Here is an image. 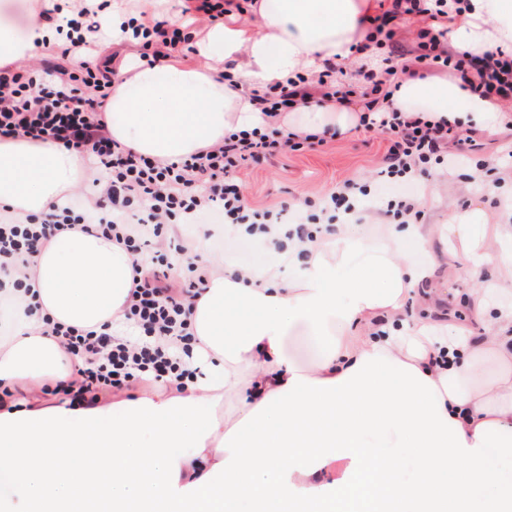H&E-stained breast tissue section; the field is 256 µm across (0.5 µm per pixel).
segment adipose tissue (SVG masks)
I'll return each mask as SVG.
<instances>
[{"instance_id": "obj_1", "label": "adipose tissue", "mask_w": 512, "mask_h": 512, "mask_svg": "<svg viewBox=\"0 0 512 512\" xmlns=\"http://www.w3.org/2000/svg\"><path fill=\"white\" fill-rule=\"evenodd\" d=\"M372 0H253L250 24L230 17L202 48L207 63L163 58L127 68L105 106L112 138L137 153L175 161L262 128L251 97L328 63L366 42ZM50 0H0V67L33 59L65 25L48 24ZM474 54L512 40V0H469L449 32ZM390 104L405 113L489 128L492 105L457 80L414 78ZM356 107L309 103L279 126L305 137L351 133ZM71 151L25 139L0 140V214L22 221L62 204L85 176ZM470 256L445 259L468 287L474 313L490 319L475 337L455 324L431 335L409 319V294L432 299V270L410 252L432 251L435 229L394 224L376 237L347 225L314 240L286 241L276 262L213 270L191 310V361L204 374L181 393L157 390L78 416L39 407L0 413V461L12 493L0 512H325L359 474L373 471L376 512H512V233L489 224L481 207L450 226ZM497 279L483 280L484 267ZM37 310L19 316L0 347V386L66 382L67 353L45 336L46 320L80 329L123 319L134 257L98 230L56 235L32 259ZM311 337L317 359L300 366L285 338ZM494 357L499 372L473 384L474 363ZM231 412H222L227 397ZM414 449L418 475L400 478V451Z\"/></svg>"}]
</instances>
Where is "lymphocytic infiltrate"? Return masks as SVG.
Instances as JSON below:
<instances>
[{
	"label": "lymphocytic infiltrate",
	"instance_id": "1",
	"mask_svg": "<svg viewBox=\"0 0 512 512\" xmlns=\"http://www.w3.org/2000/svg\"><path fill=\"white\" fill-rule=\"evenodd\" d=\"M391 9L371 18L368 36L386 53L385 68L358 71L351 82L339 81L345 63H330L319 74L256 92L260 112L271 118L317 98L340 106L361 101L359 124L365 131H380L387 145L383 178L423 180L439 168L450 175L467 162L476 145L459 123L406 116L384 102L403 76L439 71L460 78L466 89L494 103H512V49L474 55L448 51L452 18L448 0H391ZM237 0H199L186 6L183 21L168 23L147 17L137 20L142 36L151 38L153 57L182 58L183 34L196 13L210 22L223 21L238 10ZM423 17L428 25L419 32L414 50L399 51L394 20ZM70 34L53 63L43 70H0V140L25 138L51 143L83 157H92L93 211H85L77 197L66 206L30 223L0 222V272L18 279L30 276V260L57 232L76 225L95 226L134 258L149 255V269L134 278L131 304L124 311L125 337L114 340L108 331H81L55 325L48 329L70 357L75 378L55 385L54 394L71 402L96 403L101 395L117 394L137 385L166 384L183 390L198 369L183 365L180 348L191 339L189 314L211 271L200 255L190 254L172 227L186 221L201 223L215 211L224 214L225 227L257 226L267 233L284 221L281 208L254 207L238 178L239 170L262 159L322 144L324 136L294 133L276 126L225 136L221 144L171 163H161L122 147L107 133L104 106L111 82L91 59L96 45L84 34L101 27L97 11L77 6L67 22ZM368 194L366 184L348 178L323 196L314 218H298L288 237L311 239L310 221L334 223L339 216L357 221L359 206Z\"/></svg>",
	"mask_w": 512,
	"mask_h": 512
}]
</instances>
